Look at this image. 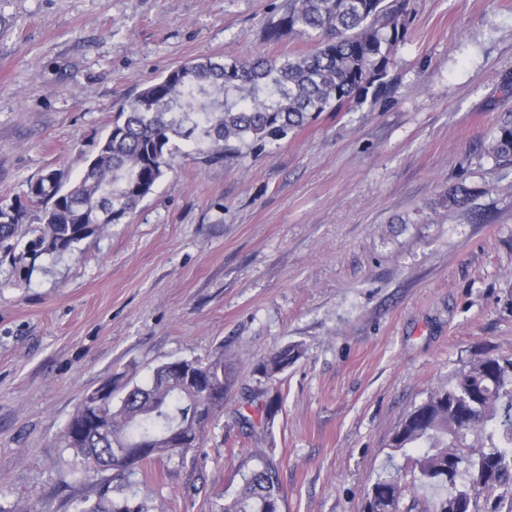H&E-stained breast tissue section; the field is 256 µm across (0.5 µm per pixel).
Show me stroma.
<instances>
[{
  "instance_id": "35a3bbf8",
  "label": "stroma",
  "mask_w": 512,
  "mask_h": 512,
  "mask_svg": "<svg viewBox=\"0 0 512 512\" xmlns=\"http://www.w3.org/2000/svg\"><path fill=\"white\" fill-rule=\"evenodd\" d=\"M274 0H0V202L77 177L116 113L206 56L283 57ZM387 97L220 161L181 144L135 212L52 257L0 248V512H76L101 488L218 512L258 458L282 512H363L405 416L483 355H512V0H411ZM476 189L467 208L448 202ZM296 345L268 382L257 365ZM223 352L239 380L201 448L84 479L60 436L107 380ZM282 395L253 430L246 395ZM492 153L497 158L512 159V118L502 120L496 127Z\"/></svg>"
}]
</instances>
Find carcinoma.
<instances>
[{
    "mask_svg": "<svg viewBox=\"0 0 512 512\" xmlns=\"http://www.w3.org/2000/svg\"><path fill=\"white\" fill-rule=\"evenodd\" d=\"M410 18L409 0H281L265 28L267 38L298 35L313 42L312 50L279 59L204 57L167 71L119 105L97 154L76 181L51 171L29 182L27 202L41 207V225L19 251L10 241L26 207L0 206V244H8L13 264L21 266L31 249L62 255L121 223L171 167L175 141L203 143L209 157L220 160L245 149L262 150L324 112L387 96ZM492 153L512 159V118L496 127ZM300 355L298 347L283 346L257 370L274 381ZM195 363L216 387L237 383L235 367L222 351ZM165 375L163 364L147 382L125 384L117 399L81 400L60 443L84 475L100 473L91 458L110 455L114 442L137 448L152 439L146 460L184 458L200 447L209 421L199 416V407L207 406L216 417L224 412V396L165 387ZM175 431L191 436L188 447L172 445ZM391 447L413 450L414 476L408 481L397 472L379 473L368 488L374 492L369 512H385L406 499L405 512H448L450 499L464 505L461 512H501L505 502L512 512V357L484 356L457 370L407 414ZM479 485L485 488L482 498L472 493ZM282 501L277 470L265 460L220 512H281ZM79 512L148 508L127 499L116 502L103 492Z\"/></svg>",
    "mask_w": 512,
    "mask_h": 512,
    "instance_id": "1",
    "label": "carcinoma"
}]
</instances>
